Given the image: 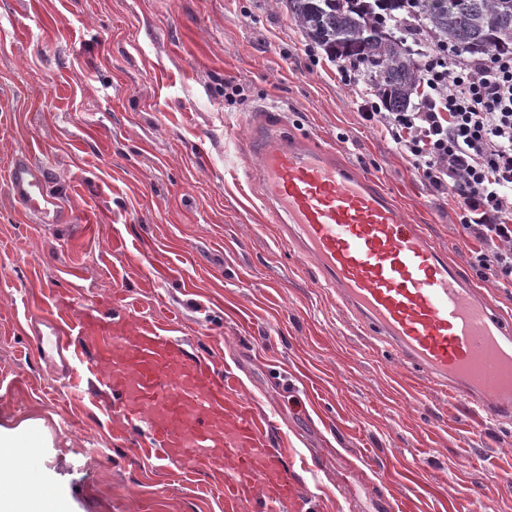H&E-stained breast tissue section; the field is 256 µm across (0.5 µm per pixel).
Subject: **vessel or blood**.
I'll list each match as a JSON object with an SVG mask.
<instances>
[{
	"instance_id": "1",
	"label": "vessel or blood",
	"mask_w": 512,
	"mask_h": 512,
	"mask_svg": "<svg viewBox=\"0 0 512 512\" xmlns=\"http://www.w3.org/2000/svg\"><path fill=\"white\" fill-rule=\"evenodd\" d=\"M250 143L267 203L285 215L289 235L364 328L490 419L512 415V322L408 222L378 177L337 163L332 148L287 136L271 122L253 124ZM44 182L29 156L14 158L6 184L21 209L43 224L68 223L71 211ZM78 324L102 336L104 347L87 369L120 391L110 412L128 427H146L160 457L224 460L235 474L222 488L233 507L258 497L273 510L294 498L260 416L229 397L207 359L158 328L131 331L95 309L81 313Z\"/></svg>"
}]
</instances>
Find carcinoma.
<instances>
[{"instance_id": "cac0c4a2", "label": "carcinoma", "mask_w": 512, "mask_h": 512, "mask_svg": "<svg viewBox=\"0 0 512 512\" xmlns=\"http://www.w3.org/2000/svg\"><path fill=\"white\" fill-rule=\"evenodd\" d=\"M388 0H286L311 42L349 62L390 112L413 106L421 70L400 27L379 9ZM425 27L460 53H512V0H415Z\"/></svg>"}]
</instances>
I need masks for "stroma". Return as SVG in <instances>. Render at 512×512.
I'll use <instances>...</instances> for the list:
<instances>
[{"mask_svg": "<svg viewBox=\"0 0 512 512\" xmlns=\"http://www.w3.org/2000/svg\"><path fill=\"white\" fill-rule=\"evenodd\" d=\"M268 112L378 172L512 320L454 203L364 120L285 0H0V176L27 154L73 212L35 223L0 187V437L37 435L55 512H225L224 472L155 456L80 360L62 376L36 352V322L109 304L268 419L296 489L283 512H512V420L409 374L282 238L245 129Z\"/></svg>", "mask_w": 512, "mask_h": 512, "instance_id": "1", "label": "stroma"}]
</instances>
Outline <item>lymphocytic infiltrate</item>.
I'll return each instance as SVG.
<instances>
[{
  "label": "lymphocytic infiltrate",
  "mask_w": 512,
  "mask_h": 512,
  "mask_svg": "<svg viewBox=\"0 0 512 512\" xmlns=\"http://www.w3.org/2000/svg\"><path fill=\"white\" fill-rule=\"evenodd\" d=\"M388 10L422 60L417 103L385 112L350 69L344 82L364 119L454 201L461 236L478 243L471 260L479 277L512 288V56H459L428 35L413 0H393Z\"/></svg>",
  "instance_id": "lymphocytic-infiltrate-1"
}]
</instances>
